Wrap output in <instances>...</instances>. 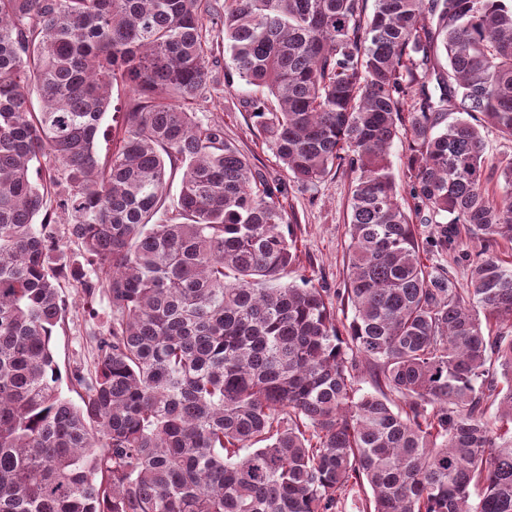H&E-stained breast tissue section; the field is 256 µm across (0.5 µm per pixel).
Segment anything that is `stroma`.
Returning a JSON list of instances; mask_svg holds the SVG:
<instances>
[{"label":"stroma","mask_w":512,"mask_h":512,"mask_svg":"<svg viewBox=\"0 0 512 512\" xmlns=\"http://www.w3.org/2000/svg\"><path fill=\"white\" fill-rule=\"evenodd\" d=\"M210 41L213 81L208 91L194 102L193 109L222 121L225 139L247 155L268 179L286 182L283 203L297 218L294 236L300 254L298 272L316 287L327 289L329 295H336L343 290L349 274L351 177L340 170L313 187L289 180L273 151L252 126L245 102L254 96V88L228 81L231 61L224 48L223 34L212 31ZM479 249L477 240L464 235L452 248L425 254L423 260L434 270L450 273L463 287L468 280L469 260ZM59 291L67 304V313L64 322L54 330L51 348L63 377L62 391L70 397L74 394L69 382L74 368H81L87 375L94 372V337L108 313V303L100 294L86 296L81 285L67 274L60 279Z\"/></svg>","instance_id":"stroma-1"}]
</instances>
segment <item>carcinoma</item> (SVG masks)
I'll use <instances>...</instances> for the list:
<instances>
[{
	"label": "carcinoma",
	"instance_id": "1",
	"mask_svg": "<svg viewBox=\"0 0 512 512\" xmlns=\"http://www.w3.org/2000/svg\"><path fill=\"white\" fill-rule=\"evenodd\" d=\"M215 27L288 176L353 175L347 323L281 282L283 186L183 107ZM487 125L512 139V0H0V512H338L367 487L359 512H512V158ZM52 212L110 309L78 404ZM462 226L465 288L423 262ZM483 138L486 144L485 154L490 161L512 157V141L501 137L492 127L483 129ZM406 151L407 142L405 136L400 133L399 137L395 138L391 147L390 162L391 171L396 179V183L400 193L404 198H408V202L413 206V200L409 198L406 192Z\"/></svg>",
	"mask_w": 512,
	"mask_h": 512
}]
</instances>
